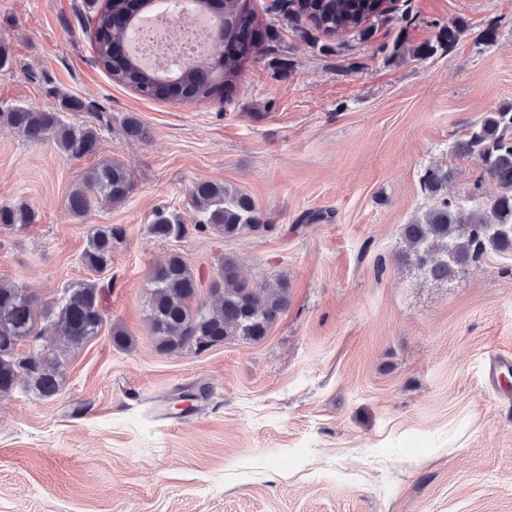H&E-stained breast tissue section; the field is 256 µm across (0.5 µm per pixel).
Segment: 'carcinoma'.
Listing matches in <instances>:
<instances>
[{
	"instance_id": "obj_1",
	"label": "carcinoma",
	"mask_w": 512,
	"mask_h": 512,
	"mask_svg": "<svg viewBox=\"0 0 512 512\" xmlns=\"http://www.w3.org/2000/svg\"><path fill=\"white\" fill-rule=\"evenodd\" d=\"M154 0H102L94 19L96 62L117 83L130 87L147 99L184 98L205 103L219 91L230 94L240 80L253 48V31L263 26L252 0H206V7L222 19L224 48L193 66H180L166 78L143 67L130 54L119 56L115 49L133 29L136 17ZM392 6L387 0H272L267 11L296 24L295 31L306 40L315 33L333 37L355 33L371 37L377 21ZM458 20L443 26L433 43L412 48V56L425 60L452 47L466 31ZM104 116L81 125L66 122L59 112L31 106H14L0 111V124L30 143L54 141L59 156L81 159L97 153ZM456 158H475L482 172L468 194L448 198V184L456 169L436 164L421 176V187L430 205L426 211L402 225V249L398 260L418 269L426 278L446 283L464 269L479 268L489 252H512V101L485 112L451 147ZM496 181L497 194L480 202L484 177ZM83 188L68 198L70 212L81 217L96 204H123L131 195L124 164L105 160L82 176ZM197 209V228L226 239L243 233L273 232L276 226L262 220L254 200L246 192L211 182L196 184L192 193ZM38 221L37 211L28 203L0 204V227L29 225ZM149 233L160 240L183 237L187 226L179 214L164 208L153 212ZM125 236L120 225L96 224L89 230L82 263L95 273L112 265L113 245ZM150 300L147 319L156 349L175 354L185 348L212 347L227 340L261 341L277 317L288 308L290 284L285 275L261 283L240 277L234 259L224 258L211 293L220 298L216 311L198 302V283L193 270L179 252L169 254L149 277ZM102 288L95 281H83L64 288L53 301L37 309V296L28 289L0 281V394L13 390L26 375L27 387L42 399L62 390L61 372L46 350L33 352L34 365L23 366L16 349L37 343L51 331L70 351L80 349L98 335L103 323Z\"/></svg>"
}]
</instances>
